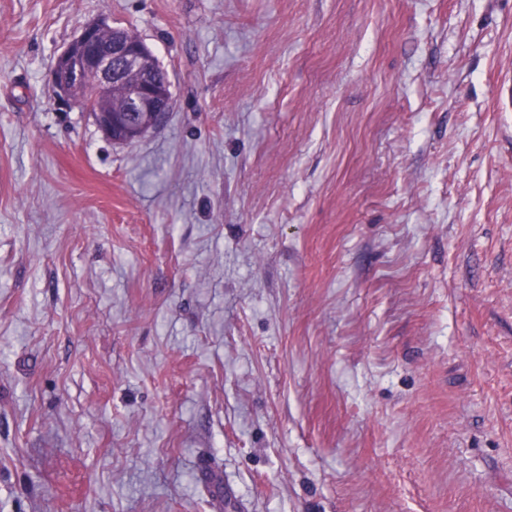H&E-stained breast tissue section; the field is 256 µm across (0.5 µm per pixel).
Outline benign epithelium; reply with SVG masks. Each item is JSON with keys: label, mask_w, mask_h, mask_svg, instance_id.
Returning a JSON list of instances; mask_svg holds the SVG:
<instances>
[{"label": "benign epithelium", "mask_w": 512, "mask_h": 512, "mask_svg": "<svg viewBox=\"0 0 512 512\" xmlns=\"http://www.w3.org/2000/svg\"><path fill=\"white\" fill-rule=\"evenodd\" d=\"M98 75L96 88H84V76ZM146 45L105 18L86 23L54 59L50 83L59 108L78 104L114 144H130L162 124L173 106L171 82ZM125 87L126 104L112 107V88Z\"/></svg>", "instance_id": "7a95c632"}]
</instances>
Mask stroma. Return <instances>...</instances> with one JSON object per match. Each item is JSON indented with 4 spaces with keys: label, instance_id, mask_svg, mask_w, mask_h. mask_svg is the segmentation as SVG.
<instances>
[{
    "label": "stroma",
    "instance_id": "35a3bbf8",
    "mask_svg": "<svg viewBox=\"0 0 512 512\" xmlns=\"http://www.w3.org/2000/svg\"><path fill=\"white\" fill-rule=\"evenodd\" d=\"M508 77L512 0H0V512H512ZM156 72L162 76L152 77ZM134 75L138 79L130 80ZM50 83L59 109L80 105L114 144L140 140L162 124L173 106L170 78L143 41L128 29L112 26L106 18L86 23L57 54ZM84 83L89 88L97 86L89 92ZM114 86L125 87L126 104L119 109L112 108Z\"/></svg>",
    "mask_w": 512,
    "mask_h": 512
}]
</instances>
